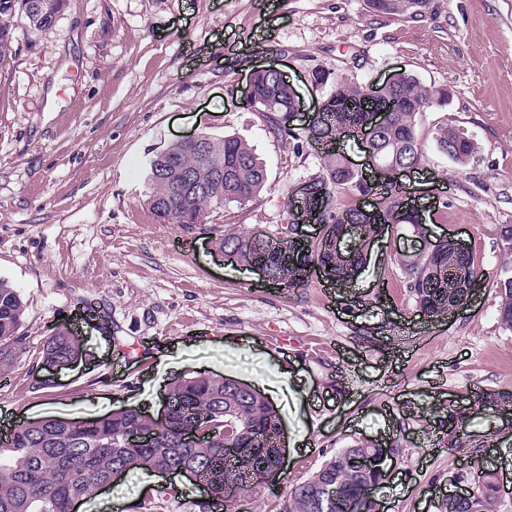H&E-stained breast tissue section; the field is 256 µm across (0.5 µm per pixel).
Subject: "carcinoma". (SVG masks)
<instances>
[{
    "label": "carcinoma",
    "mask_w": 512,
    "mask_h": 512,
    "mask_svg": "<svg viewBox=\"0 0 512 512\" xmlns=\"http://www.w3.org/2000/svg\"><path fill=\"white\" fill-rule=\"evenodd\" d=\"M67 0H0V63L12 54L19 24L27 32L49 31L66 6ZM369 11L378 16H402L412 21L425 18L431 0H367ZM379 98L394 104L383 124L364 145L390 168L419 167L422 147L415 133L414 117L429 107L447 103L448 90L421 84L412 75L396 73L379 88ZM292 87L274 72H255L249 107L266 118L268 130L286 143L302 137L329 146L340 128L362 131L370 108L365 87L336 83V90L321 101L324 112L313 124L302 129L290 125L295 101ZM436 146L440 153L464 165L475 144L464 132L444 127L438 130ZM197 175L216 167L224 168V182L214 184L203 195H186L175 167ZM267 184L265 164L244 141L226 134L211 140L210 149L201 154L183 144H175L150 163L148 204L163 222L198 224L207 209H221L228 203H245L256 197ZM307 186L329 210L336 234L355 236L352 248L339 254L321 237L295 245L284 237L255 238V235L226 234L219 246L239 247V259L246 265L263 264L287 288H297L315 266L330 279L349 283L365 262L364 250L371 239L389 228L413 226V208L403 203V186L390 175L380 183H368L361 173L349 168L346 160L333 151L324 153L321 169ZM347 197L350 203H339ZM405 287L429 317L448 313V308L463 300L466 289L459 275L478 278L477 263L471 251L461 252L444 242L413 262H402ZM504 299L500 307L502 324L512 329V279L500 282ZM25 304L20 292L0 278V376L15 367L25 350L21 332ZM83 351L82 340L65 329L47 337L42 348L46 361L74 358ZM239 379L192 371L168 386L173 400L174 426L193 428L214 424L220 430L209 447L184 443L173 430L162 431L149 444L126 447L124 436L131 429L154 432V421L137 412L118 411L94 419L60 420L46 417L24 423L11 434L7 446L0 448V512H70L74 499L98 496L117 467L126 473L135 470L162 471L189 465L200 469L210 484L214 500L200 512H222L224 477L228 472L250 474L261 462L273 468L276 447L269 444L279 436L280 415L264 395L239 393ZM233 422V436L242 455L224 460V423ZM365 452L363 448H343L306 480L292 486L290 498L297 512H348L353 507H370L362 501L364 487L374 476L352 468L349 459ZM501 475L477 469L469 487L478 495L459 499L458 512H487L497 495ZM333 498L325 499L327 489Z\"/></svg>",
    "instance_id": "obj_1"
}]
</instances>
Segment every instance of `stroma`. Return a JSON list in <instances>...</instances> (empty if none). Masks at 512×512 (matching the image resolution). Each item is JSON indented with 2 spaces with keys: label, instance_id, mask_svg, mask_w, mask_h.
I'll return each mask as SVG.
<instances>
[{
  "label": "stroma",
  "instance_id": "1",
  "mask_svg": "<svg viewBox=\"0 0 512 512\" xmlns=\"http://www.w3.org/2000/svg\"><path fill=\"white\" fill-rule=\"evenodd\" d=\"M423 21L374 16L366 0H68L52 30H18L0 70V278L25 302L27 352L0 378L17 422L92 419L122 407L158 413L189 372L248 382L278 408L286 467L248 512H283L292 485L343 448L393 445L387 512H445L469 461L512 464V329L498 284L512 277V0H432ZM254 41L239 44L241 28ZM273 64L308 120L328 93L314 74L369 88L407 72L447 89L418 113L424 168L409 188L448 203L433 234L473 251L478 291L460 312L427 319L404 287L419 247L377 237L350 284L311 271L284 288L220 253L224 234L280 235L297 191L321 168L320 145L282 143L245 106L253 68ZM475 143L465 165L441 154L438 128ZM234 133L265 162L264 190L197 224L150 209L154 155L196 132ZM77 331L83 355L42 367L44 340ZM122 512H198L199 489L141 475L113 484Z\"/></svg>",
  "mask_w": 512,
  "mask_h": 512
}]
</instances>
